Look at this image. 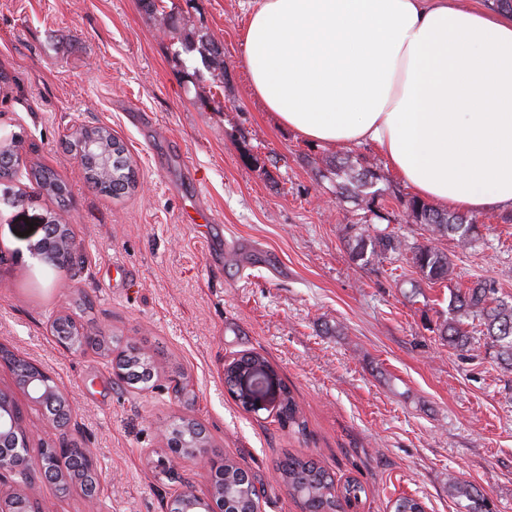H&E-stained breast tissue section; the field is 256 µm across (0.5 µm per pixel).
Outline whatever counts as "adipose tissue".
Segmentation results:
<instances>
[{
  "instance_id": "adipose-tissue-1",
  "label": "adipose tissue",
  "mask_w": 512,
  "mask_h": 512,
  "mask_svg": "<svg viewBox=\"0 0 512 512\" xmlns=\"http://www.w3.org/2000/svg\"><path fill=\"white\" fill-rule=\"evenodd\" d=\"M253 95L301 138L368 143L419 198L512 211V13L455 0H249Z\"/></svg>"
}]
</instances>
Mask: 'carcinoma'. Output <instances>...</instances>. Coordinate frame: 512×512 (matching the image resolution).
Here are the masks:
<instances>
[{
	"label": "carcinoma",
	"mask_w": 512,
	"mask_h": 512,
	"mask_svg": "<svg viewBox=\"0 0 512 512\" xmlns=\"http://www.w3.org/2000/svg\"><path fill=\"white\" fill-rule=\"evenodd\" d=\"M38 188L49 195L62 198L65 186L58 174L51 168L40 166L31 172ZM320 177L336 182V193L374 202L382 195L378 187L380 176L366 158L346 156L339 162L329 161L320 171ZM409 216L416 224H421L430 233L425 244L407 246L397 234L379 230L373 235H355L354 258L367 265L383 260L393 254L400 255L410 250L414 266L431 284L452 280V263L437 241L451 238L461 246L475 241L476 225L466 216L434 208L418 198L406 202ZM449 317L441 324L440 333L448 345L457 348L472 346L470 328L478 324L486 344L496 349L498 359L512 367V302L498 296V288L492 281H484L464 291H451L448 302ZM144 353L134 346L127 345L120 358L133 363L129 381L148 385L152 380V368L143 364ZM270 368L265 357L258 353H246L234 359L226 369L230 376L240 368ZM279 416L282 425L297 432H304L305 423L301 419L298 405L288 391H283ZM276 469L279 480L288 494L300 504L302 512H346L361 501L364 487L355 479H348L336 486L334 479L315 462L303 454L285 453L278 461ZM216 474L224 481V512H259L260 491L245 470L233 461L226 459ZM448 492L463 501L466 512H493L489 501L472 485L451 476L448 478ZM392 512H425L424 503L413 496H401L392 504Z\"/></svg>",
	"instance_id": "obj_1"
}]
</instances>
